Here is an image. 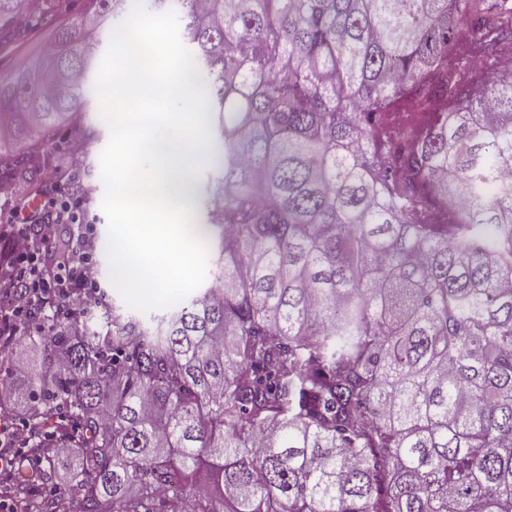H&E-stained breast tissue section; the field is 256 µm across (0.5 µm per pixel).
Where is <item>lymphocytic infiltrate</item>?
Wrapping results in <instances>:
<instances>
[{
    "mask_svg": "<svg viewBox=\"0 0 512 512\" xmlns=\"http://www.w3.org/2000/svg\"><path fill=\"white\" fill-rule=\"evenodd\" d=\"M14 197L13 186L0 188V208L12 218L11 223L0 225V335L8 337L22 334L32 316L31 308L20 303V295L35 300L55 283L73 280L78 286L74 307L91 309L101 303L94 270L81 244H74L68 253L52 259L44 257L58 225L78 223V203L51 206L22 224L18 218L23 209ZM30 442V433L15 412L0 406V512H31L29 499L11 491L16 464Z\"/></svg>",
    "mask_w": 512,
    "mask_h": 512,
    "instance_id": "f902f5d3",
    "label": "lymphocytic infiltrate"
}]
</instances>
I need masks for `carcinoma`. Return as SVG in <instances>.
I'll use <instances>...</instances> for the list:
<instances>
[{"instance_id": "1", "label": "carcinoma", "mask_w": 512, "mask_h": 512, "mask_svg": "<svg viewBox=\"0 0 512 512\" xmlns=\"http://www.w3.org/2000/svg\"><path fill=\"white\" fill-rule=\"evenodd\" d=\"M476 0H146L217 113V274L165 330L34 309L19 418L35 512H512V25ZM133 0H87L0 75L6 175L84 111ZM29 0H0L1 22ZM470 48L455 66L456 44ZM429 112L409 137L379 132ZM62 444L67 454L57 456Z\"/></svg>"}]
</instances>
